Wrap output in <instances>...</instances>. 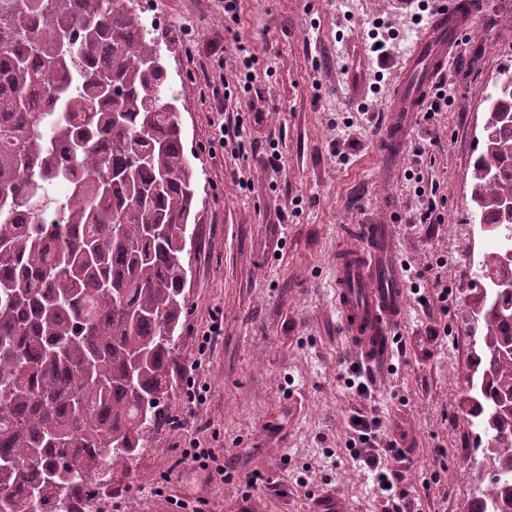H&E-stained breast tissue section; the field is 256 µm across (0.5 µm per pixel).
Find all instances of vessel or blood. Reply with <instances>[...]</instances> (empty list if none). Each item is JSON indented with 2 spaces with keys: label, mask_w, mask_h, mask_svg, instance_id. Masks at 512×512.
<instances>
[{
  "label": "vessel or blood",
  "mask_w": 512,
  "mask_h": 512,
  "mask_svg": "<svg viewBox=\"0 0 512 512\" xmlns=\"http://www.w3.org/2000/svg\"><path fill=\"white\" fill-rule=\"evenodd\" d=\"M473 17L471 0H437L427 24L408 49L392 93L388 120L376 138L380 155L402 145L416 112L446 72L448 54ZM359 244L336 257L334 286L340 332L372 360L385 359L405 308L403 275L395 259L391 225L359 227Z\"/></svg>",
  "instance_id": "b4317fda"
}]
</instances>
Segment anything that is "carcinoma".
Segmentation results:
<instances>
[{"instance_id": "1", "label": "carcinoma", "mask_w": 512, "mask_h": 512, "mask_svg": "<svg viewBox=\"0 0 512 512\" xmlns=\"http://www.w3.org/2000/svg\"><path fill=\"white\" fill-rule=\"evenodd\" d=\"M163 32L126 0H0V512H73L138 453L170 390L197 173ZM42 87L52 111L34 110ZM512 74L487 97L475 218L512 240ZM485 254L490 286L501 256ZM483 307L471 512H512V291Z\"/></svg>"}]
</instances>
